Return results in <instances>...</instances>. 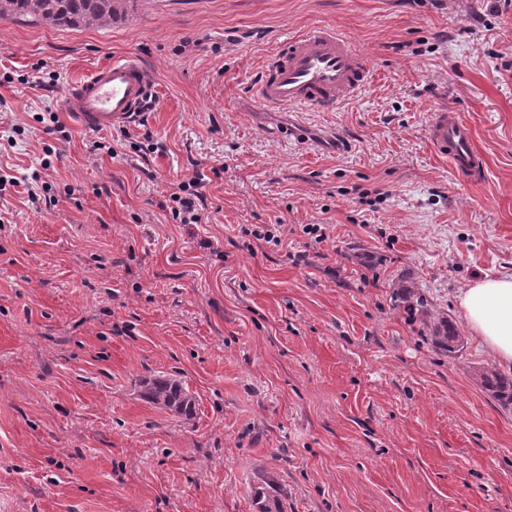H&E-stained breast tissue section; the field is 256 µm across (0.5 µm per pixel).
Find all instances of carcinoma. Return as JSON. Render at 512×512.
Masks as SVG:
<instances>
[{
    "label": "carcinoma",
    "mask_w": 512,
    "mask_h": 512,
    "mask_svg": "<svg viewBox=\"0 0 512 512\" xmlns=\"http://www.w3.org/2000/svg\"><path fill=\"white\" fill-rule=\"evenodd\" d=\"M114 0H0V15L30 18L56 25L89 26L112 22ZM435 345L454 356L463 348V338L451 324L432 330ZM480 379L485 390L500 405L512 406V378L495 370H484ZM141 394L153 404H161L180 415L190 417L195 410L193 397L183 384L169 378H145L140 382Z\"/></svg>",
    "instance_id": "carcinoma-1"
}]
</instances>
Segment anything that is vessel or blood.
<instances>
[{"label":"vessel or blood","instance_id":"1","mask_svg":"<svg viewBox=\"0 0 512 512\" xmlns=\"http://www.w3.org/2000/svg\"><path fill=\"white\" fill-rule=\"evenodd\" d=\"M367 56L346 35L316 26L285 38L264 61L253 95L273 107L330 111L356 97L372 81ZM153 72L128 55L101 66L76 83L63 102L86 128L111 130L134 122L154 98ZM435 152L471 183L481 182L485 162L470 126L458 113L434 109L427 130Z\"/></svg>","mask_w":512,"mask_h":512}]
</instances>
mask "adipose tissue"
<instances>
[{
	"mask_svg": "<svg viewBox=\"0 0 512 512\" xmlns=\"http://www.w3.org/2000/svg\"><path fill=\"white\" fill-rule=\"evenodd\" d=\"M457 301L480 346L512 369V275L476 280Z\"/></svg>",
	"mask_w": 512,
	"mask_h": 512,
	"instance_id": "adipose-tissue-1",
	"label": "adipose tissue"
}]
</instances>
